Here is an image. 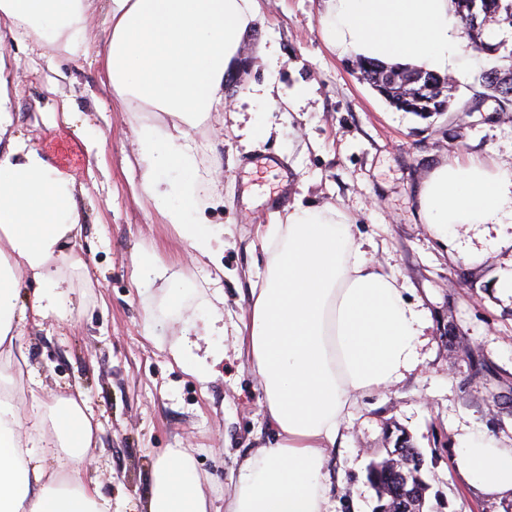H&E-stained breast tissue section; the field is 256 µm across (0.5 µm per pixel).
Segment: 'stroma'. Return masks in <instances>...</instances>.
<instances>
[{
  "instance_id": "35a3bbf8",
  "label": "stroma",
  "mask_w": 512,
  "mask_h": 512,
  "mask_svg": "<svg viewBox=\"0 0 512 512\" xmlns=\"http://www.w3.org/2000/svg\"><path fill=\"white\" fill-rule=\"evenodd\" d=\"M326 7L325 0H258L235 92L191 132L204 215L224 231L220 275L146 202L133 129L165 128L173 118L126 111L112 90L105 9L87 21L85 58L57 43H34L24 29L0 40L13 131L54 165V142L77 145L78 161L62 166L82 188L84 209L74 247L81 264L69 272L64 312L19 320L15 346L29 374L0 375L27 415L46 393L86 391L100 442L81 476L98 485L114 512H142L154 461L175 448L191 454L205 494L223 507L232 471L270 438L237 328L264 268L260 227L297 201L347 212L355 232L377 243L373 262L430 320L419 367L403 382L359 397L347 416L348 440L330 462L332 512H377L367 472L391 432L406 433L421 449L432 512H512V500L483 498L453 462L460 434L512 438V297L498 291L512 275V250L466 261L419 222L416 207L419 183L441 159L476 157L511 168L512 112L489 99L482 111L466 113L469 70L457 75L448 112L423 119L396 110L328 43ZM269 84L283 98L265 115L274 131L248 141L257 109L252 91ZM304 89L308 98L289 108L287 98ZM65 98L80 112L76 125L52 117ZM144 249L167 270L147 284L134 263ZM219 300L224 333L207 342L222 357L203 374L189 373L172 349L188 324L203 328ZM148 316L151 337L143 334Z\"/></svg>"
}]
</instances>
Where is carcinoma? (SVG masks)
<instances>
[{"label": "carcinoma", "mask_w": 512, "mask_h": 512, "mask_svg": "<svg viewBox=\"0 0 512 512\" xmlns=\"http://www.w3.org/2000/svg\"><path fill=\"white\" fill-rule=\"evenodd\" d=\"M471 46L500 64L480 71L474 77V91L467 111L478 112L489 98L501 112H512V49L507 43H490L485 31L493 26L512 29V0H452ZM361 78L389 104L405 112H445L450 106L454 82L421 69L387 67L372 61L357 60ZM369 479L378 499L389 498L398 480L385 467V461L372 462Z\"/></svg>", "instance_id": "1"}]
</instances>
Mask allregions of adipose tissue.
Returning a JSON list of instances; mask_svg holds the SVG:
<instances>
[{
  "instance_id": "obj_1",
  "label": "adipose tissue",
  "mask_w": 512,
  "mask_h": 512,
  "mask_svg": "<svg viewBox=\"0 0 512 512\" xmlns=\"http://www.w3.org/2000/svg\"><path fill=\"white\" fill-rule=\"evenodd\" d=\"M93 0H0V25L28 27L71 55H86L83 31ZM112 30L108 81L126 111L176 116L171 128L135 132L142 187L154 209L196 253L216 259L219 232L199 210L191 129L224 96L257 19L256 0H105ZM323 32L343 54L387 66L454 75L486 56L464 47L451 0H327ZM0 56V369L20 368L14 319L18 284L41 287L32 309L58 311L73 245L82 225L73 178L43 153L10 135L14 101ZM418 217L436 238L458 227L469 261L487 248L512 247V168L443 160L417 190ZM342 209L296 203L262 235L265 273L253 286L241 331L258 376L261 412L273 431L242 461L224 512H327L329 456L343 445L344 421L359 396L401 382L419 365L428 320L397 280L368 256ZM19 407L0 401V512H111L95 485L79 477L97 448L82 391L47 394L23 440ZM458 474L489 500L512 499V444L482 431L460 435ZM143 512H211L190 454L156 459Z\"/></svg>"
}]
</instances>
